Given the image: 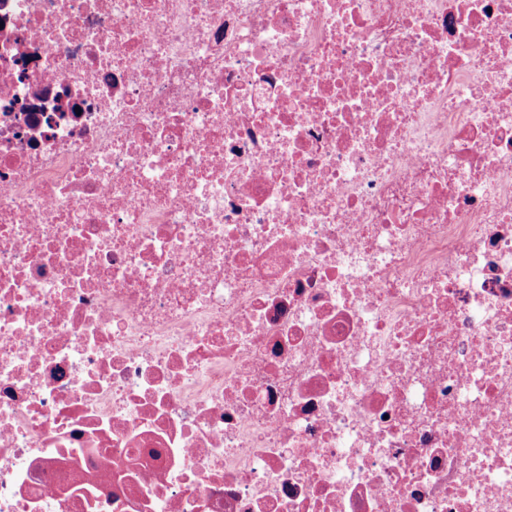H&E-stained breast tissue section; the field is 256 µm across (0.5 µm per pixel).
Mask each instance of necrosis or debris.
Listing matches in <instances>:
<instances>
[{"label":"necrosis or debris","instance_id":"1","mask_svg":"<svg viewBox=\"0 0 512 512\" xmlns=\"http://www.w3.org/2000/svg\"><path fill=\"white\" fill-rule=\"evenodd\" d=\"M0 512H512V0H0Z\"/></svg>","mask_w":512,"mask_h":512}]
</instances>
